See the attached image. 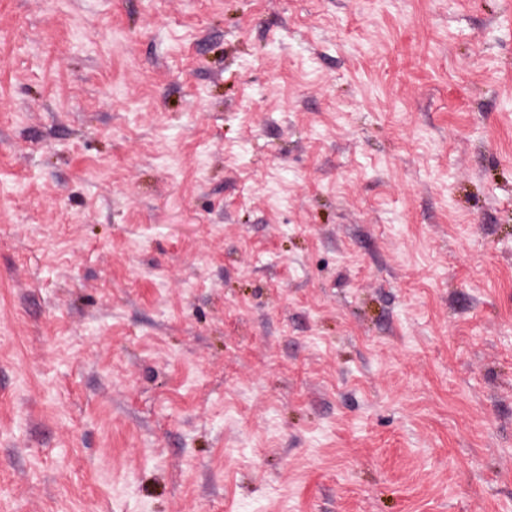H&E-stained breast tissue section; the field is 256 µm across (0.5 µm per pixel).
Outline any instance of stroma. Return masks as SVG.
<instances>
[{
	"instance_id": "35a3bbf8",
	"label": "stroma",
	"mask_w": 512,
	"mask_h": 512,
	"mask_svg": "<svg viewBox=\"0 0 512 512\" xmlns=\"http://www.w3.org/2000/svg\"><path fill=\"white\" fill-rule=\"evenodd\" d=\"M0 512H512V0H0Z\"/></svg>"
}]
</instances>
